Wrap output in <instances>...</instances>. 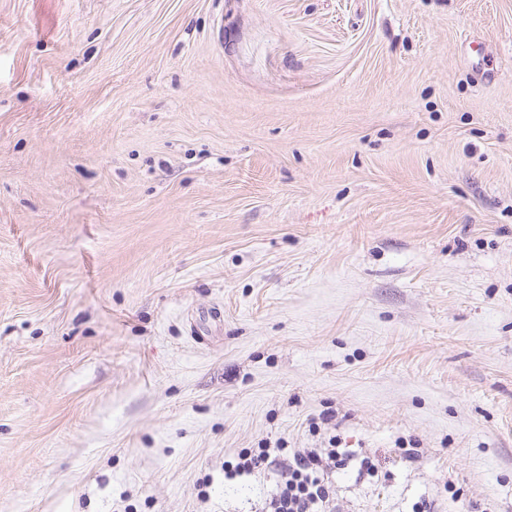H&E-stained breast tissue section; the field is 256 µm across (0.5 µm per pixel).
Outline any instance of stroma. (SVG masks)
Masks as SVG:
<instances>
[{"label": "stroma", "mask_w": 512, "mask_h": 512, "mask_svg": "<svg viewBox=\"0 0 512 512\" xmlns=\"http://www.w3.org/2000/svg\"><path fill=\"white\" fill-rule=\"evenodd\" d=\"M332 437L335 512H512V0H0V512Z\"/></svg>", "instance_id": "1"}]
</instances>
